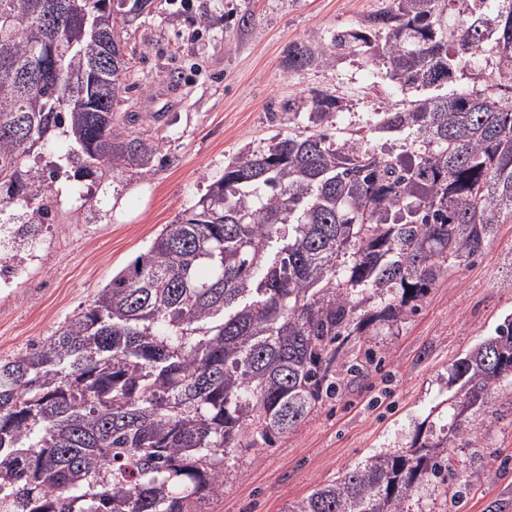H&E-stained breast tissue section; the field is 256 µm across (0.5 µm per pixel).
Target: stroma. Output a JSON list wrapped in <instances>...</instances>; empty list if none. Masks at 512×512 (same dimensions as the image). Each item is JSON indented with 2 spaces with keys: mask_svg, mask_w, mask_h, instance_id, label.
I'll use <instances>...</instances> for the list:
<instances>
[{
  "mask_svg": "<svg viewBox=\"0 0 512 512\" xmlns=\"http://www.w3.org/2000/svg\"><path fill=\"white\" fill-rule=\"evenodd\" d=\"M388 0H151L128 27L129 100L137 129L167 158L148 180L71 181L55 219L20 273L0 284V357L54 335L91 304L134 255L194 205L243 147L297 126L288 104L315 90L343 101L338 127L410 99L382 65L350 54L327 67L285 68L288 47L311 33L358 27ZM252 15L242 27V16ZM512 317V224L499 225L475 258L451 268L418 311L362 337L381 356L361 384L326 402L296 431L229 460L224 494L210 512H287L366 456L427 441L446 422L448 370ZM488 436L469 450L467 495L413 502V512H512V406L492 403Z\"/></svg>",
  "mask_w": 512,
  "mask_h": 512,
  "instance_id": "1",
  "label": "stroma"
}]
</instances>
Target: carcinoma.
<instances>
[{"label":"carcinoma","mask_w":512,"mask_h":512,"mask_svg":"<svg viewBox=\"0 0 512 512\" xmlns=\"http://www.w3.org/2000/svg\"><path fill=\"white\" fill-rule=\"evenodd\" d=\"M0 0V205L18 206L12 252L52 221L57 179L152 175L162 144L125 132L124 33L150 0ZM458 7L448 25V8ZM92 14L97 32L84 31ZM480 90L440 93L471 78ZM364 54L404 91L370 132L338 136L342 100L293 104L301 130L242 148L58 331L0 358V512H209L224 461L294 432L378 361L370 328L418 310L453 266L512 223V0H390L357 28L288 47L289 70ZM32 64L42 79L20 85ZM98 68L95 88L72 78ZM66 144L45 169L36 148ZM457 387L432 443L379 453L288 512H411L460 483L459 440L512 396V319L450 368Z\"/></svg>","instance_id":"obj_1"}]
</instances>
